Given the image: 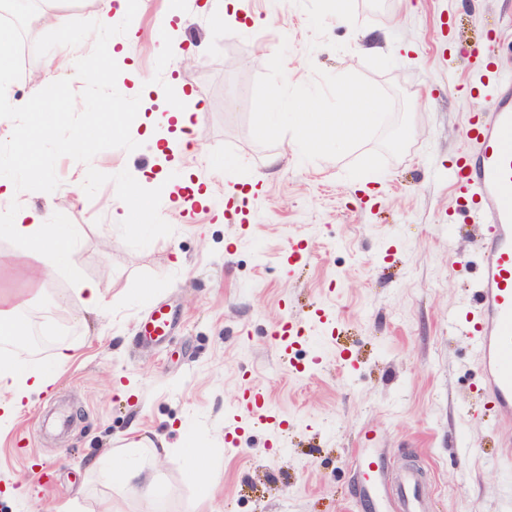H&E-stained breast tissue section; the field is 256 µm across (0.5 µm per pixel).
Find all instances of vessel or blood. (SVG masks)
<instances>
[{"label":"vessel or blood","instance_id":"obj_1","mask_svg":"<svg viewBox=\"0 0 512 512\" xmlns=\"http://www.w3.org/2000/svg\"><path fill=\"white\" fill-rule=\"evenodd\" d=\"M468 52L482 62L488 74L480 88L487 115L469 122L464 131L476 149L462 153L452 171L463 210L482 226L469 333L484 391L499 408L512 412V74L501 68L495 44L477 42L469 45ZM171 327L170 313L158 307L143 323L142 336L161 341ZM238 409L244 420L253 415L270 423L275 420L258 392L243 394ZM359 459L366 475L363 493L379 502L380 465L366 450L360 451ZM420 485L417 471L402 475L398 488L401 512H424Z\"/></svg>","mask_w":512,"mask_h":512}]
</instances>
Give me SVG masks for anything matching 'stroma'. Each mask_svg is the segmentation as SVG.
I'll use <instances>...</instances> for the list:
<instances>
[{"label": "stroma", "mask_w": 512, "mask_h": 512, "mask_svg": "<svg viewBox=\"0 0 512 512\" xmlns=\"http://www.w3.org/2000/svg\"><path fill=\"white\" fill-rule=\"evenodd\" d=\"M204 0H139L136 39L117 64L118 91L140 96L131 136L139 149L97 154L107 174L197 180L210 203L184 216L161 198L174 229L136 250L112 228L114 184L76 197L80 162L56 163L60 186L21 192V202L77 225L76 259L98 282L105 307L84 314L66 274L50 270L34 315L61 307L72 361L57 371L53 348L36 356L60 372L54 391L32 394L0 431V512H376L362 494L357 455L382 459L388 492L414 457L428 512H512V464L499 445L512 420L480 390L478 359L462 308L474 296L479 262L475 224L448 221L449 172L463 128L481 108L458 92L478 85L468 44L496 37L512 69V0H349L358 26L326 14L322 0H236L215 23ZM169 22L180 51L153 36ZM206 46L202 57L186 49ZM286 47L285 78L355 72L409 99L412 139L380 173L346 176L353 155L302 161L292 137L264 147L251 135L253 87ZM92 40L31 57L8 98H31L50 63L88 55ZM188 89L201 110V137L186 155L155 153L141 119L167 112L170 88ZM277 167H268L270 157ZM237 160L235 180L224 161ZM304 250L291 266L290 245ZM464 255L467 267L453 262ZM175 315L159 343L138 325L158 306ZM304 338L282 351L283 321ZM264 392L286 424L241 420L245 388ZM159 482L152 492L114 484L111 460L130 442ZM202 448L207 471L185 473L180 450Z\"/></svg>", "instance_id": "1"}]
</instances>
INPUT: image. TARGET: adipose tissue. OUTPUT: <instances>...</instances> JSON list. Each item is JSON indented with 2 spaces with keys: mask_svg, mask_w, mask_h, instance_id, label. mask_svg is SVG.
<instances>
[{
  "mask_svg": "<svg viewBox=\"0 0 512 512\" xmlns=\"http://www.w3.org/2000/svg\"><path fill=\"white\" fill-rule=\"evenodd\" d=\"M8 210L11 222L6 232L22 245L21 254L7 258L6 269L25 278L35 290L45 284V270L53 266L64 271L74 293L85 311L94 313L102 307V296L97 283L87 277L74 255L78 234L74 225L61 223L57 213L40 211L18 200L13 178L0 176V210ZM52 376L37 367L13 357H0V426L11 422L31 393L52 385Z\"/></svg>",
  "mask_w": 512,
  "mask_h": 512,
  "instance_id": "1",
  "label": "adipose tissue"
}]
</instances>
